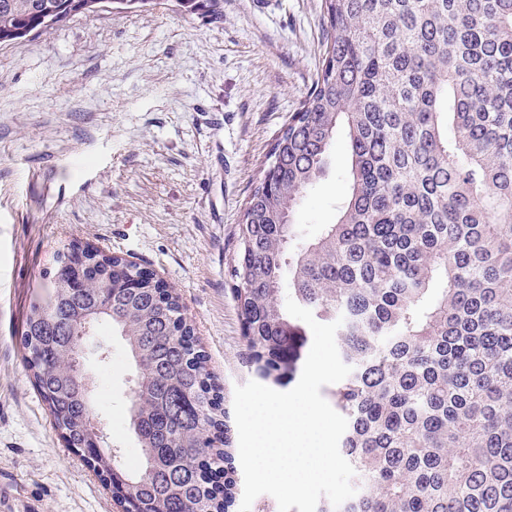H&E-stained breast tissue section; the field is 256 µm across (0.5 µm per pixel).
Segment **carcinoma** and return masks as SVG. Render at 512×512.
<instances>
[{"label":"carcinoma","instance_id":"obj_1","mask_svg":"<svg viewBox=\"0 0 512 512\" xmlns=\"http://www.w3.org/2000/svg\"><path fill=\"white\" fill-rule=\"evenodd\" d=\"M76 0H0V40L46 32ZM219 17L223 0H179ZM324 61L252 190L230 269L246 362L284 387L306 357L288 295L336 333L351 374L331 397L356 494L316 512H512V0H325ZM351 156L336 222L293 215ZM100 324L134 362L125 461L77 376ZM26 365L55 427L126 512H233L224 398L179 295L125 257L72 245L24 321Z\"/></svg>","mask_w":512,"mask_h":512}]
</instances>
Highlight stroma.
<instances>
[{"label": "stroma", "mask_w": 512, "mask_h": 512, "mask_svg": "<svg viewBox=\"0 0 512 512\" xmlns=\"http://www.w3.org/2000/svg\"><path fill=\"white\" fill-rule=\"evenodd\" d=\"M324 0L103 5L0 46V512H121L53 426L21 345L30 303L62 246L133 260L174 288L232 410L253 378L229 270L243 210L274 139L322 66ZM327 173L295 215L315 238L349 192L337 131ZM108 347L101 364L96 345ZM86 375L108 376L94 411L128 459L131 360L100 328Z\"/></svg>", "instance_id": "1"}]
</instances>
